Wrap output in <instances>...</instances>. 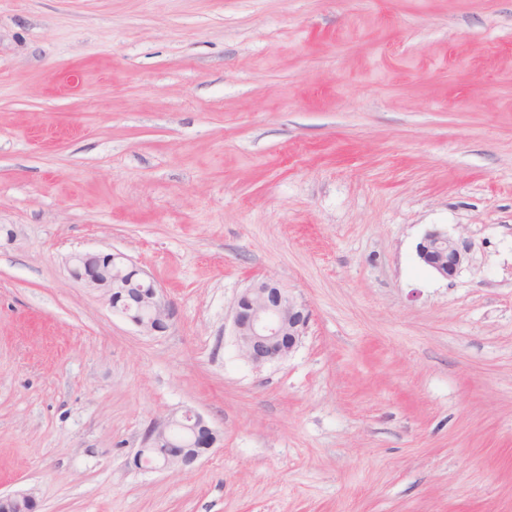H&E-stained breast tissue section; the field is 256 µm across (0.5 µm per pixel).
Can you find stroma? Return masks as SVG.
<instances>
[{"instance_id":"1","label":"stroma","mask_w":512,"mask_h":512,"mask_svg":"<svg viewBox=\"0 0 512 512\" xmlns=\"http://www.w3.org/2000/svg\"><path fill=\"white\" fill-rule=\"evenodd\" d=\"M471 241L451 279L416 246ZM117 251L149 334L71 278ZM303 301L287 360L232 305ZM192 408L221 441L143 471ZM38 512H512V0H0V492ZM71 276L99 292L113 312L147 333H164L174 311L155 282L123 253H76ZM232 314L238 353L255 367L290 357L309 321L306 305L273 279L246 288L235 300ZM219 441L220 433L203 416L185 409L153 423L132 462L137 468L148 463L152 469H190ZM15 506L23 507L27 512H35L38 508V501L33 492L30 491L0 494V510L2 512H9Z\"/></svg>"}]
</instances>
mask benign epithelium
Instances as JSON below:
<instances>
[{
	"instance_id": "1",
	"label": "benign epithelium",
	"mask_w": 512,
	"mask_h": 512,
	"mask_svg": "<svg viewBox=\"0 0 512 512\" xmlns=\"http://www.w3.org/2000/svg\"><path fill=\"white\" fill-rule=\"evenodd\" d=\"M417 257L433 273L453 278L472 265L471 244L443 228L428 231ZM71 276L99 292L113 312L147 333H164L174 311L155 282L124 254L76 253ZM309 321L306 305L281 283L266 279L246 288L233 305V336L239 355L255 367L284 361L297 349ZM220 441V433L199 413L186 409L153 423L134 457L137 468L190 469ZM22 507L36 512L30 491L0 494V512Z\"/></svg>"
}]
</instances>
